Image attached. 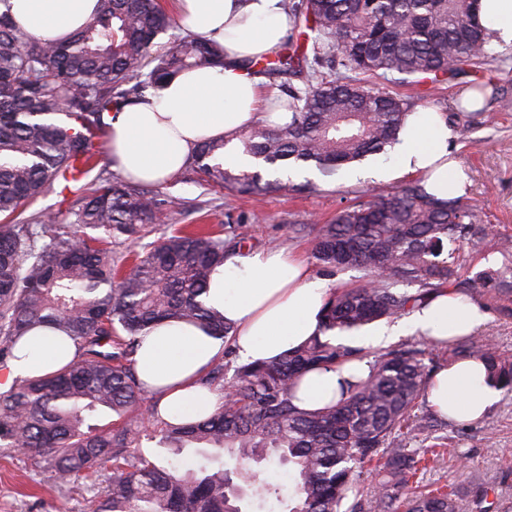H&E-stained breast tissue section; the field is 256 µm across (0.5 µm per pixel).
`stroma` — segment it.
<instances>
[{
    "label": "stroma",
    "instance_id": "35a3bbf8",
    "mask_svg": "<svg viewBox=\"0 0 512 512\" xmlns=\"http://www.w3.org/2000/svg\"><path fill=\"white\" fill-rule=\"evenodd\" d=\"M506 56L508 65L493 61L472 75L473 80L495 86L497 100L475 122H460L453 129L452 153L468 175L465 199L494 230L485 242L483 256L467 259L465 269L469 272L482 268L486 260L498 259V233L512 234V50ZM367 83L408 100L416 110L455 108L458 89L454 86L446 88L428 81L411 84L396 76L386 80L371 77ZM392 162L389 154L367 157L359 165L360 176L354 179L342 172L329 177L308 169L296 179L311 180L313 189L287 196L238 195L206 182L192 169H184L157 186L172 202L166 221L151 225L138 241L117 240L112 256L119 265H128L133 254L148 251L174 228L206 224L234 233L248 249L287 248L310 258V236H294L290 225L312 228L331 220L354 199L393 191L395 182L375 175L376 169ZM92 185V180L86 179L72 191L48 192L31 210L53 217L56 226L69 224L76 199ZM488 316L481 339L490 340L497 354L512 357V299L491 306ZM432 434L448 437L452 447L466 449L469 459L463 466L453 460L445 462L428 472L427 480L481 482L512 502V391L501 390L499 401L482 420L461 424L441 418ZM111 483L110 472L102 471L92 478L58 486L26 455L0 447V512H89L97 493Z\"/></svg>",
    "mask_w": 512,
    "mask_h": 512
}]
</instances>
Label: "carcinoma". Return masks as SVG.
Here are the masks:
<instances>
[{
	"label": "carcinoma",
	"mask_w": 512,
	"mask_h": 512,
	"mask_svg": "<svg viewBox=\"0 0 512 512\" xmlns=\"http://www.w3.org/2000/svg\"><path fill=\"white\" fill-rule=\"evenodd\" d=\"M290 32L273 60H247L256 73L284 79L278 107L288 122H258L203 143L190 167L240 194L301 192L289 171L313 166L332 175L397 141L408 102L356 78L369 73L408 83L447 84L496 59L477 0H281ZM176 24L158 0H98L83 27L44 43L0 12V364L20 337L54 325L78 347L77 358L48 375L17 380L0 392V442L20 448L64 484L81 472L112 468V487L90 512H242L241 492L280 499L279 486L254 474L252 461L275 458L294 486L288 512H508L482 484H424L444 459L466 457L438 439L412 444L435 421L425 404L432 374L459 360L484 362L487 378L512 387V361L489 343H411L371 353L338 344L333 332L360 330L410 313L437 293L476 290L488 304L512 295V236L500 238L501 264L462 277L461 250L483 254L491 228L457 197L435 198L421 180L340 209L315 228L320 271L363 273L335 289L321 332L280 357L238 364L224 381L215 363L200 384L223 396L208 417L175 424L158 416L134 370L142 332L168 319L213 330L230 345L234 328L201 296L214 265L243 241L210 230L174 229L124 268L110 239L133 241L161 220L170 201L145 185L102 178L71 209L68 230L23 213L53 183L69 184L98 166L92 137L104 116L187 70L224 66V48L188 34L162 52L156 38ZM62 114L66 121L57 122ZM253 161L245 169L226 155ZM367 361L368 373L344 382L336 403L309 411L295 404L300 378L319 369ZM116 416L112 427L95 424ZM156 426L174 455L194 450L198 465L159 466L131 451ZM240 468L224 469V455ZM376 472L366 494L345 506L357 477Z\"/></svg>",
	"instance_id": "carcinoma-1"
}]
</instances>
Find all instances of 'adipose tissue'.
<instances>
[{
    "label": "adipose tissue",
    "instance_id": "adipose-tissue-1",
    "mask_svg": "<svg viewBox=\"0 0 512 512\" xmlns=\"http://www.w3.org/2000/svg\"><path fill=\"white\" fill-rule=\"evenodd\" d=\"M181 26L206 35L224 48V64L193 69L162 82L152 95L107 116L113 168L142 184H155L178 174L201 142L244 130L262 120L278 122L282 113L262 77L242 67V60L272 56L288 32L280 0H175ZM96 0H7L16 23L42 41H58L92 13ZM479 14L492 41L512 49V0H479ZM453 137L440 111L409 116L394 146L396 162L385 170L389 179L418 175L440 198L464 192L463 181L448 171L455 162L448 152ZM332 288L308 264L283 249H255L215 266L205 305L223 314L235 328L231 342L205 327L168 321L152 328L135 354V371L162 418L195 421L217 407L219 397L203 388L200 378L232 346L243 363L270 361L320 333L322 310ZM488 316L476 301L441 294L393 324L366 330L367 344L418 334L436 342L476 333ZM78 353L64 334L37 328L19 340L6 364L5 385L54 372ZM354 362L343 372L307 373L297 391L304 409H319L339 393L341 373L361 372ZM499 399L485 367L467 359L435 374L428 402L448 420L480 419Z\"/></svg>",
    "mask_w": 512,
    "mask_h": 512
}]
</instances>
